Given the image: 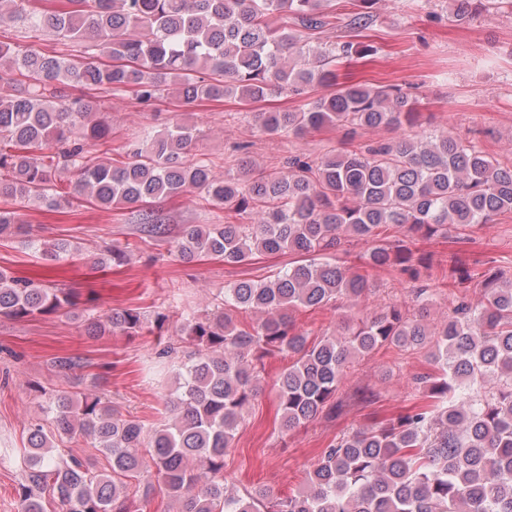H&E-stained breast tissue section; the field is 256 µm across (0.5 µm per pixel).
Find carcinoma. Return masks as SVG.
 Segmentation results:
<instances>
[{
	"mask_svg": "<svg viewBox=\"0 0 512 512\" xmlns=\"http://www.w3.org/2000/svg\"><path fill=\"white\" fill-rule=\"evenodd\" d=\"M0 0L9 21L80 48L41 52L0 42V197L54 209L86 202L108 209L192 194L228 213L222 224L190 225L175 242L180 260L210 257L240 264L256 254L289 252L274 277L224 285L222 305L187 320L193 350L165 402L166 423L144 434L99 395L58 392L35 426L22 463V512H44L51 486L62 512H141L128 502L129 480L143 481V503L158 489L181 512H512V278L494 277L473 303L462 297L435 329L396 306L357 323L345 337L310 342L292 312L357 301L366 272L327 256L343 238L361 243L366 270L392 269L412 280L429 269L408 241L448 237L512 213V166L474 140L417 130L419 101L391 85L339 81L337 66L377 47L357 32L379 0H349L351 39L312 49L307 34L331 25L329 0ZM460 20L486 9L512 13V0H453ZM331 88L296 111L260 112L261 128L296 137L327 124L402 128L393 144L288 159V171L253 168L244 177L214 174L208 160L187 159L196 129L174 123L131 150L128 160H96L89 142L106 143L107 115L78 89L112 94L129 86L148 104L175 93L185 104L234 95L253 104L273 94ZM153 237L168 228L143 214ZM395 226L403 238L379 239ZM24 234L19 213L0 210V233ZM55 260L66 243L29 239ZM77 296L0 271V316L24 318L71 309ZM251 312L242 327L231 312ZM147 319L135 309L105 317L86 310L90 336H135ZM427 350L435 370L413 376L431 405L375 422L324 449L307 487L287 497L266 489L228 491L224 456L243 411L260 390L258 362L294 358L274 383L282 427L292 430L336 409V394L356 358L380 348ZM87 436L111 462L100 473L57 453L56 438Z\"/></svg>",
	"mask_w": 512,
	"mask_h": 512,
	"instance_id": "cac0c4a2",
	"label": "carcinoma"
}]
</instances>
